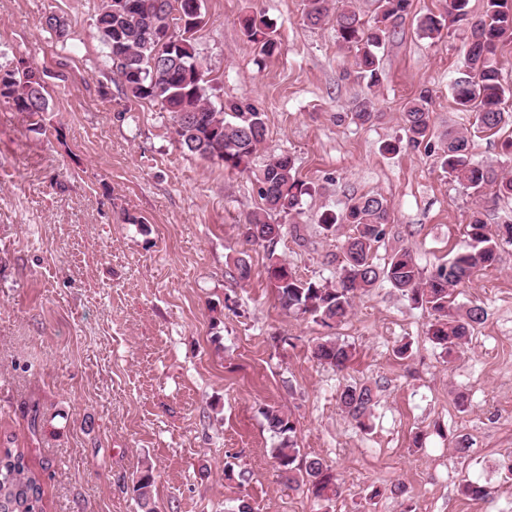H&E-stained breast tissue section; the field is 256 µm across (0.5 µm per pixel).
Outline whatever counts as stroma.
I'll use <instances>...</instances> for the list:
<instances>
[{
	"instance_id": "stroma-1",
	"label": "stroma",
	"mask_w": 512,
	"mask_h": 512,
	"mask_svg": "<svg viewBox=\"0 0 512 512\" xmlns=\"http://www.w3.org/2000/svg\"><path fill=\"white\" fill-rule=\"evenodd\" d=\"M100 4L0 0V67L25 59L49 100L36 116L0 102V443L28 449L46 512H137L129 487L147 468L160 512H234L242 498L253 512H512L502 466L512 452V244L456 289L460 306L486 315L446 363L426 337L429 311L384 281L331 328L286 313L264 248L239 230L261 204L255 169L279 153L312 188L276 247L305 279H330L343 259L348 225L324 232L320 214L361 195L391 208L380 265L406 247L433 271L464 245L476 210L490 228L512 222V201L467 190L434 153L402 143L403 107L426 89L434 139L472 132L475 160L512 175L501 152L512 127L478 132L451 93L484 0L439 42L417 22L448 0H411L372 94L332 25L303 23V0H204L193 45L212 103L244 96L266 115L250 173L187 153L168 113L123 95L95 27ZM247 13L271 25L277 56L259 61L239 24ZM51 14L65 38L46 27ZM365 97L375 117L359 126L345 114ZM394 141L400 149L385 151ZM239 257L251 266L245 281L231 275ZM326 336L356 348L347 370L313 359ZM349 385L374 391L371 430L339 405ZM268 407L290 414L300 448L335 469L339 498L317 503L279 475ZM468 481L490 496L464 495Z\"/></svg>"
}]
</instances>
